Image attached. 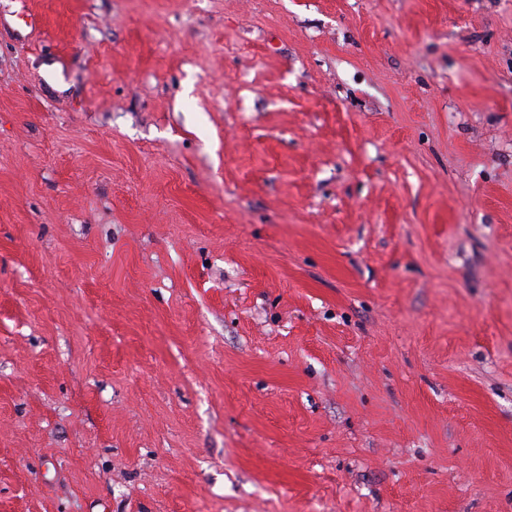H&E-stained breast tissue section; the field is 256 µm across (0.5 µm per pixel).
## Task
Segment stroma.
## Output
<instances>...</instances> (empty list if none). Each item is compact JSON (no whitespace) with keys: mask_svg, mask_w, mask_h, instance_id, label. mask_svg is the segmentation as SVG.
Here are the masks:
<instances>
[{"mask_svg":"<svg viewBox=\"0 0 512 512\" xmlns=\"http://www.w3.org/2000/svg\"><path fill=\"white\" fill-rule=\"evenodd\" d=\"M0 512H512V0H0Z\"/></svg>","mask_w":512,"mask_h":512,"instance_id":"obj_1","label":"stroma"}]
</instances>
